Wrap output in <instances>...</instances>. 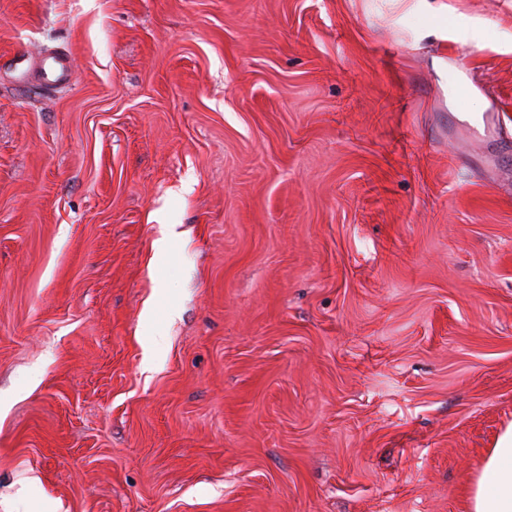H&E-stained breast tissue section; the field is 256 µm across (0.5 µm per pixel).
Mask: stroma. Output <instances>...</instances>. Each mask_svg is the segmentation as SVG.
Masks as SVG:
<instances>
[{"instance_id":"1","label":"stroma","mask_w":512,"mask_h":512,"mask_svg":"<svg viewBox=\"0 0 512 512\" xmlns=\"http://www.w3.org/2000/svg\"><path fill=\"white\" fill-rule=\"evenodd\" d=\"M504 170L512 0H0V512H466ZM51 65L49 69L45 65L39 72L41 81L49 88L66 82L71 74V59L65 53L51 52L49 53Z\"/></svg>"}]
</instances>
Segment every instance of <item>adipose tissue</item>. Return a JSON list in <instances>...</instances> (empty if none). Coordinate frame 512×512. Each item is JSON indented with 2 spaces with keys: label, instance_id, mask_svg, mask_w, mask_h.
I'll return each instance as SVG.
<instances>
[{
  "label": "adipose tissue",
  "instance_id": "obj_1",
  "mask_svg": "<svg viewBox=\"0 0 512 512\" xmlns=\"http://www.w3.org/2000/svg\"><path fill=\"white\" fill-rule=\"evenodd\" d=\"M467 512H512V424L497 435L471 481Z\"/></svg>",
  "mask_w": 512,
  "mask_h": 512
}]
</instances>
